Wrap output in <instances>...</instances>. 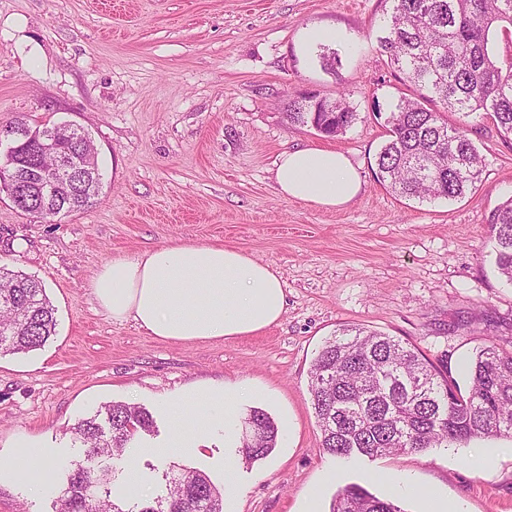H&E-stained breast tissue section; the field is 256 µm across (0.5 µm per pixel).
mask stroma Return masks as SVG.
Listing matches in <instances>:
<instances>
[{
	"label": "stroma",
	"instance_id": "stroma-1",
	"mask_svg": "<svg viewBox=\"0 0 512 512\" xmlns=\"http://www.w3.org/2000/svg\"><path fill=\"white\" fill-rule=\"evenodd\" d=\"M381 0H0V127L67 120L98 152L102 193L84 211L42 220L0 194V266L43 282L56 308L44 347L0 354V465L22 444L52 454L46 493L0 485V512H53L66 472L82 457L73 425L106 403L145 407L151 433L134 450L141 494L160 495L171 465L197 468L226 492L227 512H329L359 484L404 512L421 500L387 479L409 475L467 512H512V441L479 443L488 464L460 447L371 460L320 450L308 386L314 358L339 328L377 329L415 346L461 391L466 363L489 339L512 350V284L494 266L490 215L512 198V140L471 116L483 159L476 191L452 201L398 197L376 179L383 115L401 86L376 36ZM310 29L338 34L335 71L305 56ZM346 99L363 117L328 138L289 123L290 94ZM382 117H374V108ZM345 152L363 182L341 208L284 199L275 162L286 150ZM221 243L274 267L286 310L251 336L172 342L118 323L88 283L105 263L156 247ZM250 390L238 410L267 411L288 443L247 465L223 432L202 454L160 453L166 401L190 385Z\"/></svg>",
	"mask_w": 512,
	"mask_h": 512
}]
</instances>
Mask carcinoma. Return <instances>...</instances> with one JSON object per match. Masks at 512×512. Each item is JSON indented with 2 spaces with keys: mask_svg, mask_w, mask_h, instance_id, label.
I'll return each mask as SVG.
<instances>
[{
  "mask_svg": "<svg viewBox=\"0 0 512 512\" xmlns=\"http://www.w3.org/2000/svg\"><path fill=\"white\" fill-rule=\"evenodd\" d=\"M386 4L378 42L387 64L405 86L386 118L387 139L376 157L377 181L409 199H455L476 190L481 157L466 129L448 122L479 113L501 136L512 137V61L501 66L489 33L512 32V0H382ZM288 121L337 137L359 120L344 93L319 97L300 91L288 98ZM63 213L91 203L81 185L60 190ZM23 212L54 217L53 205L37 197L21 201ZM495 267L512 284V199L490 220ZM55 308L42 282L0 268V352L43 346L56 332ZM471 386L461 393L409 343L381 331L346 326L325 341L313 361L309 393L323 453L338 459H371L474 439H512V351L486 344L468 365ZM145 408L111 402L78 419L74 442L83 460L68 472L55 512H223V492L207 473L181 468L166 493L126 509L112 488V467L136 436L150 432ZM239 453L252 462L269 456L278 428L264 410L243 419ZM330 512H405L359 484L340 489Z\"/></svg>",
  "mask_w": 512,
  "mask_h": 512,
  "instance_id": "1",
  "label": "carcinoma"
}]
</instances>
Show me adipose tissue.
Wrapping results in <instances>:
<instances>
[{
    "label": "adipose tissue",
    "instance_id": "1",
    "mask_svg": "<svg viewBox=\"0 0 512 512\" xmlns=\"http://www.w3.org/2000/svg\"><path fill=\"white\" fill-rule=\"evenodd\" d=\"M276 181L283 198L340 208L361 191L347 154L305 147L282 152ZM91 294L113 321H133L167 341H212L248 336L276 324L285 312V292L271 265L219 244H171L131 260L104 264L89 283ZM248 393L236 384L194 385L170 407L169 453L199 450L214 425L236 447L234 411Z\"/></svg>",
    "mask_w": 512,
    "mask_h": 512
}]
</instances>
